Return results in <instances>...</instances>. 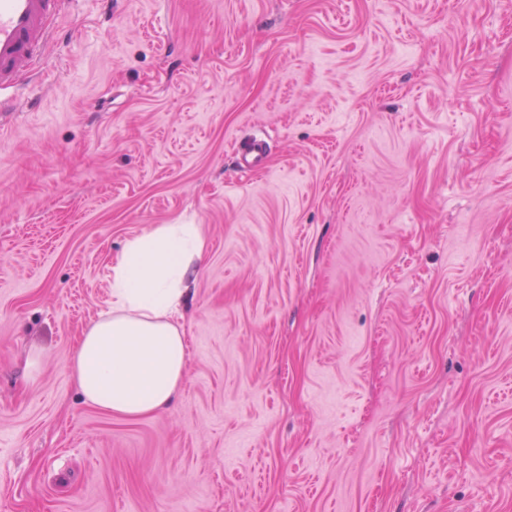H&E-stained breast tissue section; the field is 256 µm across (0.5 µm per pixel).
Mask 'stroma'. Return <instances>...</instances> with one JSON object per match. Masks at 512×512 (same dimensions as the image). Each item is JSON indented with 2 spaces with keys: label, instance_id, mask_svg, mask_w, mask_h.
<instances>
[{
  "label": "stroma",
  "instance_id": "1",
  "mask_svg": "<svg viewBox=\"0 0 512 512\" xmlns=\"http://www.w3.org/2000/svg\"><path fill=\"white\" fill-rule=\"evenodd\" d=\"M55 31L0 118V512H512V0ZM157 224L206 241L186 376L115 417L70 364Z\"/></svg>",
  "mask_w": 512,
  "mask_h": 512
}]
</instances>
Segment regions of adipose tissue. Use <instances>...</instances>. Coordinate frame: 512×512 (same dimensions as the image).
Here are the masks:
<instances>
[{"label": "adipose tissue", "mask_w": 512, "mask_h": 512, "mask_svg": "<svg viewBox=\"0 0 512 512\" xmlns=\"http://www.w3.org/2000/svg\"><path fill=\"white\" fill-rule=\"evenodd\" d=\"M204 249L197 224H160L127 240L112 262L109 309L74 351L72 376L85 402L136 418L176 395L189 356L180 307Z\"/></svg>", "instance_id": "1"}]
</instances>
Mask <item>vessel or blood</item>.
Listing matches in <instances>:
<instances>
[{"label":"vessel or blood","mask_w":512,"mask_h":512,"mask_svg":"<svg viewBox=\"0 0 512 512\" xmlns=\"http://www.w3.org/2000/svg\"><path fill=\"white\" fill-rule=\"evenodd\" d=\"M69 0H0V94L15 87L55 37L54 17Z\"/></svg>","instance_id":"b4317fda"}]
</instances>
